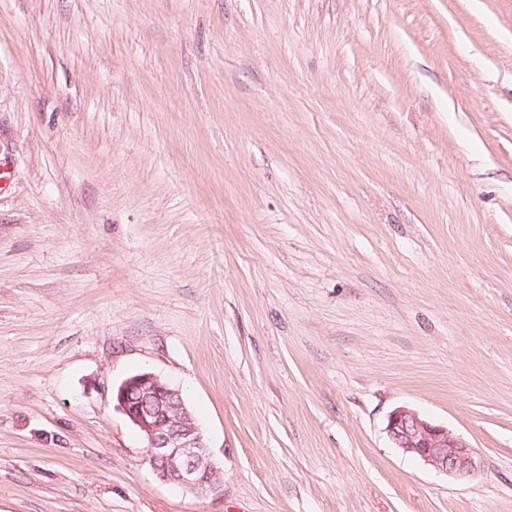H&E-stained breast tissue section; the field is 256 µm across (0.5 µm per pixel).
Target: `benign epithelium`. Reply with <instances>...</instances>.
<instances>
[{
    "label": "benign epithelium",
    "instance_id": "7a95c632",
    "mask_svg": "<svg viewBox=\"0 0 512 512\" xmlns=\"http://www.w3.org/2000/svg\"><path fill=\"white\" fill-rule=\"evenodd\" d=\"M112 400L146 440L149 465L160 481L198 496L219 489L223 471L210 460L203 433L179 389L143 372L125 379ZM385 430L394 447L439 472L460 478L478 472L479 463L465 440L410 408L390 412Z\"/></svg>",
    "mask_w": 512,
    "mask_h": 512
}]
</instances>
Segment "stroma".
I'll list each match as a JSON object with an SVG mask.
<instances>
[{"instance_id": "obj_1", "label": "stroma", "mask_w": 512, "mask_h": 512, "mask_svg": "<svg viewBox=\"0 0 512 512\" xmlns=\"http://www.w3.org/2000/svg\"><path fill=\"white\" fill-rule=\"evenodd\" d=\"M0 155V512H512V0H0ZM112 400L146 440L149 465L160 481L198 496L219 489L223 471L210 460L203 433L178 388L143 372L125 379ZM394 448L421 459L433 469L460 478L476 475L479 463L462 438L434 425L406 407L390 412L385 427Z\"/></svg>"}]
</instances>
